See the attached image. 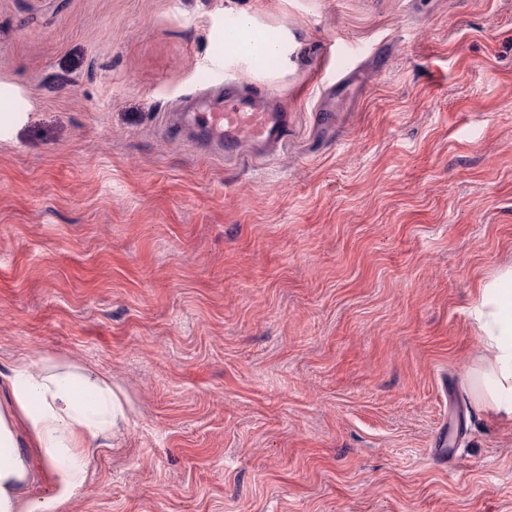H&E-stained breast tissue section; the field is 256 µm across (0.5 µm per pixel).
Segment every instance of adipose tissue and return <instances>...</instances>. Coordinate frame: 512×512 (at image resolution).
Segmentation results:
<instances>
[{
    "instance_id": "obj_1",
    "label": "adipose tissue",
    "mask_w": 512,
    "mask_h": 512,
    "mask_svg": "<svg viewBox=\"0 0 512 512\" xmlns=\"http://www.w3.org/2000/svg\"><path fill=\"white\" fill-rule=\"evenodd\" d=\"M235 44L237 56L259 65L283 52L281 39L248 17L237 22ZM476 314L485 353L469 388L477 404L512 414V268L480 286ZM0 378V512H58L128 422L130 403L108 376L76 365L23 359ZM39 476L55 495L26 497Z\"/></svg>"
}]
</instances>
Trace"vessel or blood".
<instances>
[{"mask_svg":"<svg viewBox=\"0 0 512 512\" xmlns=\"http://www.w3.org/2000/svg\"><path fill=\"white\" fill-rule=\"evenodd\" d=\"M291 115L268 92L234 83L214 87L211 97H190L175 133L189 136L193 145L210 155L228 158L243 147L270 150L279 146L291 129Z\"/></svg>","mask_w":512,"mask_h":512,"instance_id":"obj_1","label":"vessel or blood"}]
</instances>
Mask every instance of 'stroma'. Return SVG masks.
Here are the masks:
<instances>
[{"label": "stroma", "mask_w": 512, "mask_h": 512, "mask_svg": "<svg viewBox=\"0 0 512 512\" xmlns=\"http://www.w3.org/2000/svg\"><path fill=\"white\" fill-rule=\"evenodd\" d=\"M239 14L288 51L218 74L294 128L227 163L167 124ZM510 266L512 0H0V371L134 408L59 512H512L468 388Z\"/></svg>", "instance_id": "stroma-1"}]
</instances>
